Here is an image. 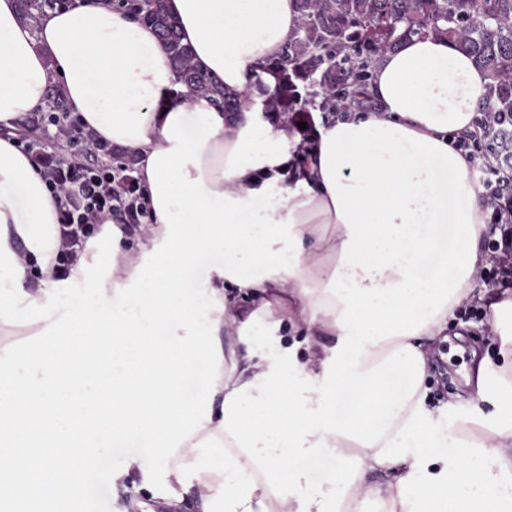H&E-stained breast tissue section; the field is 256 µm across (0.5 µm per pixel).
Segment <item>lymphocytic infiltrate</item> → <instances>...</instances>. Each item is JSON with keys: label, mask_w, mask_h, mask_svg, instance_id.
<instances>
[{"label": "lymphocytic infiltrate", "mask_w": 512, "mask_h": 512, "mask_svg": "<svg viewBox=\"0 0 512 512\" xmlns=\"http://www.w3.org/2000/svg\"><path fill=\"white\" fill-rule=\"evenodd\" d=\"M39 119L54 126L56 139L67 145L66 152L59 154L47 150L40 141L24 138L17 139L16 145L40 169L56 201L60 237L56 270L64 276L105 220L118 217L128 225L142 223L149 215V201L141 189L123 188L122 177L104 159L107 143L97 139L77 117L67 112H44ZM459 145L469 156L483 159L486 206L501 232L496 245L501 252L499 267L504 272L511 270L512 184L502 183L497 176L503 153L482 154V133L477 129L462 132Z\"/></svg>", "instance_id": "f902f5d3"}]
</instances>
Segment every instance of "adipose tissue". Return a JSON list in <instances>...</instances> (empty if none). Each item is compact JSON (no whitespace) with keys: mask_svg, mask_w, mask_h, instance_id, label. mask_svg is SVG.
Masks as SVG:
<instances>
[{"mask_svg":"<svg viewBox=\"0 0 512 512\" xmlns=\"http://www.w3.org/2000/svg\"><path fill=\"white\" fill-rule=\"evenodd\" d=\"M168 7L195 65L244 95L300 26L294 0ZM172 80L155 32L109 0L47 13L35 34L0 0V127L59 82L135 157L151 207L136 249L106 220L58 278L56 202L0 138V328L20 321L37 340L0 359V501L81 512L100 449L135 437L169 468L158 512L189 493L197 512H512L511 288L489 306L500 357L469 377L494 412L442 424L426 384L449 322L482 295L484 189L454 142L486 72L411 38L375 69L378 110L324 124L312 145L246 95L228 118L171 101ZM208 248L223 263L188 287ZM285 327L300 340L284 344ZM322 453L336 464L314 489L305 461Z\"/></svg>","mask_w":512,"mask_h":512,"instance_id":"obj_1","label":"adipose tissue"}]
</instances>
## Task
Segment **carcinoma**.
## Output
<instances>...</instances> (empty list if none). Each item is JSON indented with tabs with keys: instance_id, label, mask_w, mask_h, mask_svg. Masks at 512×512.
Returning <instances> with one entry per match:
<instances>
[{
	"instance_id": "obj_1",
	"label": "carcinoma",
	"mask_w": 512,
	"mask_h": 512,
	"mask_svg": "<svg viewBox=\"0 0 512 512\" xmlns=\"http://www.w3.org/2000/svg\"><path fill=\"white\" fill-rule=\"evenodd\" d=\"M63 0H17L22 22L35 27ZM301 24L281 57L259 66L279 78V91L265 111L329 115L379 108L369 94L382 56L412 36L448 41L487 70L482 125L491 112L512 113V0H295ZM133 18L153 27L167 51L176 90L172 100L200 97L218 112L238 111L241 95L230 93L199 70L182 42L179 21L167 0H118Z\"/></svg>"
}]
</instances>
